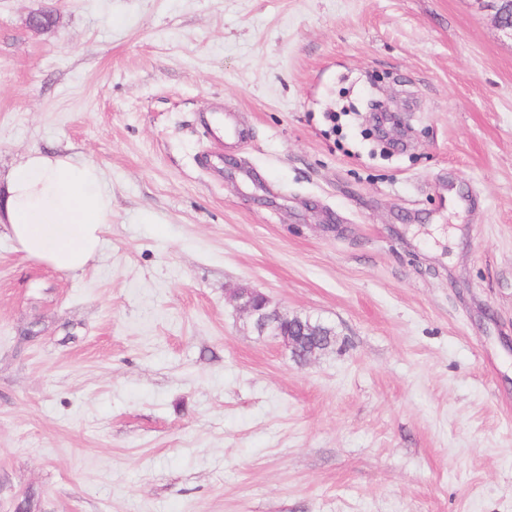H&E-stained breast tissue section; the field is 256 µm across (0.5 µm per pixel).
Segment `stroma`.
<instances>
[{
    "instance_id": "1",
    "label": "stroma",
    "mask_w": 512,
    "mask_h": 512,
    "mask_svg": "<svg viewBox=\"0 0 512 512\" xmlns=\"http://www.w3.org/2000/svg\"><path fill=\"white\" fill-rule=\"evenodd\" d=\"M33 149L112 222L76 272L0 230V512H512V37L476 0H0V173ZM240 286L335 346L297 364Z\"/></svg>"
}]
</instances>
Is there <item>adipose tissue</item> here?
I'll use <instances>...</instances> for the list:
<instances>
[{
  "label": "adipose tissue",
  "instance_id": "adipose-tissue-1",
  "mask_svg": "<svg viewBox=\"0 0 512 512\" xmlns=\"http://www.w3.org/2000/svg\"><path fill=\"white\" fill-rule=\"evenodd\" d=\"M112 194L90 161L30 151L0 194V224L18 251L51 267L85 269L101 252Z\"/></svg>",
  "mask_w": 512,
  "mask_h": 512
}]
</instances>
